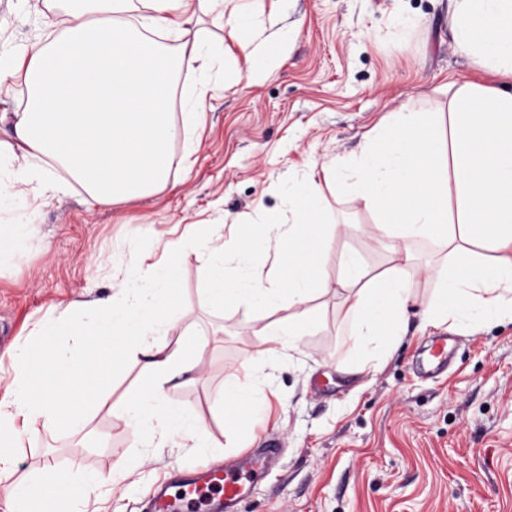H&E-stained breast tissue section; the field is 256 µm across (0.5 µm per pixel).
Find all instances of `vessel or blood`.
Instances as JSON below:
<instances>
[{
  "mask_svg": "<svg viewBox=\"0 0 512 512\" xmlns=\"http://www.w3.org/2000/svg\"><path fill=\"white\" fill-rule=\"evenodd\" d=\"M258 475V470L245 468L239 462L175 480L156 491L154 512H201L208 493L214 491L223 496L224 512H235L236 502L246 493L248 483Z\"/></svg>",
  "mask_w": 512,
  "mask_h": 512,
  "instance_id": "vessel-or-blood-1",
  "label": "vessel or blood"
}]
</instances>
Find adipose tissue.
<instances>
[{"label":"adipose tissue","instance_id":"adipose-tissue-1","mask_svg":"<svg viewBox=\"0 0 512 512\" xmlns=\"http://www.w3.org/2000/svg\"><path fill=\"white\" fill-rule=\"evenodd\" d=\"M69 17L55 36L30 42L17 63L0 69V85L23 79L31 103L0 114L4 143L19 163L22 183H43L40 163L52 160L81 183L98 204H112L164 185L174 164L177 127L168 90L176 78L206 75L211 50L199 39L168 45L156 33L184 30L196 14H224V26L241 43L252 27L242 15L225 14L224 0H54ZM456 50L479 67L512 76V0H455ZM327 184L342 171L357 178L356 193L379 216L371 237L387 254L380 272L343 255L336 282L320 279L335 227L319 221L321 194L300 184L293 192L296 220L251 227L242 237L240 258L257 244L273 251L267 274L232 276L219 247L200 255L212 306L234 308L258 340V354L298 350L317 326L309 304L342 290L341 307L352 320L356 359L382 337L399 336L412 298V240L429 238L448 251L445 265L430 268L438 287L426 312L427 324L468 322L473 330L512 318V93L475 82L456 85L447 113L399 112L380 125L360 154L324 163ZM143 265L130 256L126 286L94 301L92 321H73L75 301L52 306L37 348H20L6 400H0V464L7 463L20 425L36 421L53 429L80 431L90 409L109 407L112 393L102 380L135 362L145 390L128 401L120 419L144 432L187 438L202 432V420L170 404L164 391L173 381L197 374L205 341L183 333L172 346L156 344L177 324L164 302L178 292L177 258ZM288 307L282 322L261 313ZM82 342L85 356L59 360L61 340ZM89 469L82 483L57 473L38 483L12 486L13 512H60V499H77L106 481L124 478Z\"/></svg>","mask_w":512,"mask_h":512}]
</instances>
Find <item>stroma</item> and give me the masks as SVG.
I'll return each mask as SVG.
<instances>
[{
  "mask_svg": "<svg viewBox=\"0 0 512 512\" xmlns=\"http://www.w3.org/2000/svg\"><path fill=\"white\" fill-rule=\"evenodd\" d=\"M256 24L272 63L252 74L253 59L227 30L203 17L197 33L223 46L206 76L208 91L179 82L167 183L112 205L94 203L61 168L64 192L24 188L0 163V183L16 191L0 202L1 224H25L16 248L0 258V398L13 376L11 355L33 343L60 301L111 296L125 285L130 254L164 260V243L192 234L232 244L242 225L293 221L288 190L323 189L321 220L347 225L331 242L324 275L337 279L342 253L382 269L385 252L369 235L377 215L352 180L326 187L322 163L357 156L391 113L444 112L448 85L475 81L512 92V77L486 72L456 52L452 0H236ZM67 16L45 0H0V65L9 66L46 28ZM180 293L168 312L181 330L206 334L200 373L171 386L167 400L201 417L196 441L148 434L116 417L143 382L134 363L111 378V412L93 413L85 431L28 426L0 473V512L12 483L87 467L130 475L80 501L77 512H150L157 488L175 474L227 461L276 440L269 474L258 478L238 512H512V321L479 331L423 327L435 279L420 274L397 342L373 346L365 371L353 372L350 321L332 294L312 306L317 329L299 350L258 358L255 339L231 309L208 302L194 251L179 258ZM452 334L448 369L429 378L418 361L432 337ZM249 379L261 412L238 438L222 423L224 388Z\"/></svg>",
  "mask_w": 512,
  "mask_h": 512,
  "instance_id": "stroma-1",
  "label": "stroma"
}]
</instances>
